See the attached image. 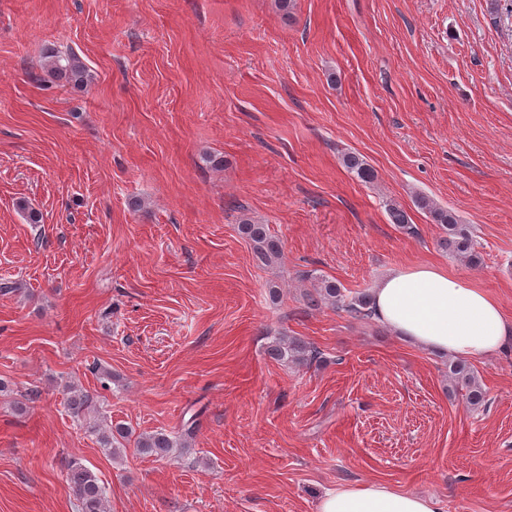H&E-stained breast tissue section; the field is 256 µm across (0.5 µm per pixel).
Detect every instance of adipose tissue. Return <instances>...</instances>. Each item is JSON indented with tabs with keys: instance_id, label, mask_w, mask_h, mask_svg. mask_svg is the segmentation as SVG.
I'll return each mask as SVG.
<instances>
[{
	"instance_id": "ef3b65f1",
	"label": "adipose tissue",
	"mask_w": 512,
	"mask_h": 512,
	"mask_svg": "<svg viewBox=\"0 0 512 512\" xmlns=\"http://www.w3.org/2000/svg\"><path fill=\"white\" fill-rule=\"evenodd\" d=\"M375 317L424 350L474 361L512 346L497 299L434 264L398 265L373 290ZM317 512H444L432 497L377 482L325 490Z\"/></svg>"
}]
</instances>
